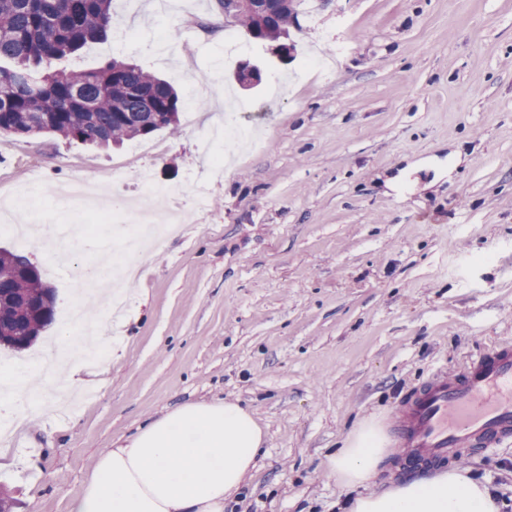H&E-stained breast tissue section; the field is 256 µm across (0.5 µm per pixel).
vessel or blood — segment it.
Here are the masks:
<instances>
[{
  "label": "vessel or blood",
  "mask_w": 512,
  "mask_h": 512,
  "mask_svg": "<svg viewBox=\"0 0 512 512\" xmlns=\"http://www.w3.org/2000/svg\"><path fill=\"white\" fill-rule=\"evenodd\" d=\"M397 433L407 471L511 438L512 349L492 350L458 373L433 374L403 405Z\"/></svg>",
  "instance_id": "1"
}]
</instances>
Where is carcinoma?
<instances>
[{"mask_svg":"<svg viewBox=\"0 0 512 512\" xmlns=\"http://www.w3.org/2000/svg\"><path fill=\"white\" fill-rule=\"evenodd\" d=\"M112 0H0V137L50 134L108 146L179 127L180 97L165 79L112 59L67 71L58 63L112 27ZM297 18L267 0L263 21L243 16L261 41L288 36ZM28 256L0 248V346L29 348L54 320L55 291L29 274Z\"/></svg>","mask_w":512,"mask_h":512,"instance_id":"cac0c4a2","label":"carcinoma"}]
</instances>
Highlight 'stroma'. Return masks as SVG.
Returning <instances> with one entry per match:
<instances>
[{
  "label": "stroma",
  "mask_w": 512,
  "mask_h": 512,
  "mask_svg": "<svg viewBox=\"0 0 512 512\" xmlns=\"http://www.w3.org/2000/svg\"><path fill=\"white\" fill-rule=\"evenodd\" d=\"M115 29L64 62L119 58L170 80L177 133L98 150L63 138L0 137V179L31 176L44 208L55 186L104 180L142 204L140 176L167 188L155 213L183 224L140 250L120 328L105 325L88 395L26 394L0 425V490L13 512H69L95 457L149 418L229 400L266 434L264 457L226 512H341L330 468L341 441L373 422L386 440L371 492L406 481L394 435L400 405L439 370L512 345V0H303L287 61L224 22L218 0H112ZM232 55H225V41ZM260 65L245 89L233 73ZM228 97L245 141L220 169ZM202 176L204 209L191 185ZM38 264L58 308L94 257L0 235ZM53 321L0 370L65 352ZM512 502V439L452 459Z\"/></svg>",
  "instance_id": "1"
}]
</instances>
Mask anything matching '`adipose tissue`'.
Here are the masks:
<instances>
[{
	"mask_svg": "<svg viewBox=\"0 0 512 512\" xmlns=\"http://www.w3.org/2000/svg\"><path fill=\"white\" fill-rule=\"evenodd\" d=\"M265 434L238 403L176 407L102 452L70 512H224L255 470ZM385 439L362 426L331 460L337 480L356 492L345 512H499L487 482L450 469L363 495Z\"/></svg>",
	"mask_w": 512,
	"mask_h": 512,
	"instance_id": "adipose-tissue-1",
	"label": "adipose tissue"
}]
</instances>
